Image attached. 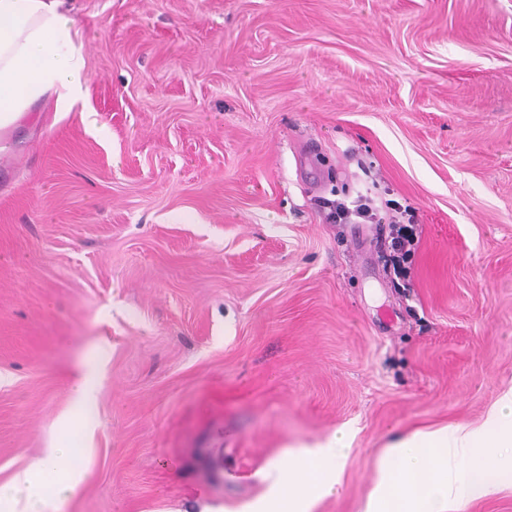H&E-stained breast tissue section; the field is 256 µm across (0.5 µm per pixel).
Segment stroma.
I'll use <instances>...</instances> for the list:
<instances>
[{
    "mask_svg": "<svg viewBox=\"0 0 512 512\" xmlns=\"http://www.w3.org/2000/svg\"><path fill=\"white\" fill-rule=\"evenodd\" d=\"M87 82L0 154V485L74 413L63 512H242L512 391V0H70ZM422 226L410 280L384 224ZM95 392L73 403L81 372ZM357 201L350 208L346 204L336 202V205L327 214V220L330 224H344L351 219L352 216L362 219L364 223L370 224H389L390 238V254L389 262L393 273L398 278L406 279L410 274V267L407 265L409 258L415 253L420 243V231L418 224H414V216L406 214L404 209L400 214L381 217L378 210L371 206L369 199H365L364 203ZM409 216L407 222L403 219V215ZM351 439L338 431L325 444L299 448L273 463L269 495L261 512H308L337 492Z\"/></svg>",
    "mask_w": 512,
    "mask_h": 512,
    "instance_id": "stroma-1",
    "label": "stroma"
}]
</instances>
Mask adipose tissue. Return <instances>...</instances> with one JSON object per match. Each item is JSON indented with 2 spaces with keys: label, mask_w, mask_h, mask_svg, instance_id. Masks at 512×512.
<instances>
[{
  "label": "adipose tissue",
  "mask_w": 512,
  "mask_h": 512,
  "mask_svg": "<svg viewBox=\"0 0 512 512\" xmlns=\"http://www.w3.org/2000/svg\"><path fill=\"white\" fill-rule=\"evenodd\" d=\"M65 0H0V139L34 119L32 109L53 96L67 112L81 99L86 64ZM73 417L59 419L54 441L26 469L0 486V512H57L83 478L70 436ZM351 439L339 431L326 443L290 451L273 463L262 512H311L337 492ZM68 473H61L62 462Z\"/></svg>",
  "instance_id": "obj_1"
}]
</instances>
